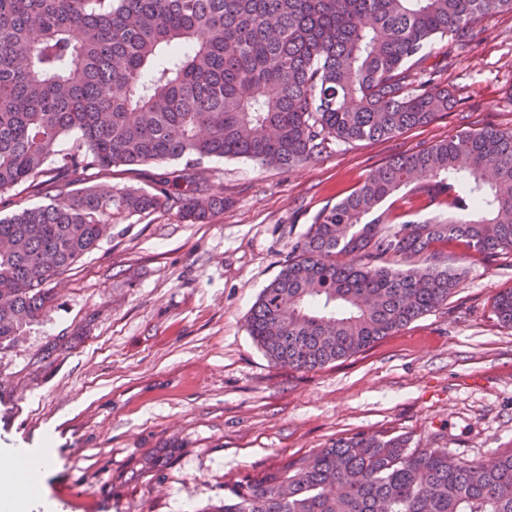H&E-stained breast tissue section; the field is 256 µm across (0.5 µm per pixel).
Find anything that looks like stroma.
<instances>
[{
  "label": "stroma",
  "mask_w": 512,
  "mask_h": 512,
  "mask_svg": "<svg viewBox=\"0 0 512 512\" xmlns=\"http://www.w3.org/2000/svg\"><path fill=\"white\" fill-rule=\"evenodd\" d=\"M441 76L457 104L388 139L332 142L290 169L202 165L228 205L207 224L171 209L114 225L51 283L52 307L0 357V451L52 442L29 512H201L231 480L357 432L489 463L512 451V328L494 303L512 252L461 259L446 303L356 356L302 372L271 363L247 329L259 293L325 208L373 168L465 130L512 128V13L495 14ZM179 161L95 183L148 187ZM57 348L39 371L29 361Z\"/></svg>",
  "instance_id": "obj_1"
}]
</instances>
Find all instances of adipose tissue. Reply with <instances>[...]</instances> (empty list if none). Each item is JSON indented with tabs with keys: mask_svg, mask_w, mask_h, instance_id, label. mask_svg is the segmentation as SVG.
I'll return each instance as SVG.
<instances>
[{
	"mask_svg": "<svg viewBox=\"0 0 512 512\" xmlns=\"http://www.w3.org/2000/svg\"><path fill=\"white\" fill-rule=\"evenodd\" d=\"M52 446H45L30 453L21 449L0 453V512H19L20 506L29 501L32 493L25 479L26 474H39L51 462ZM25 462L26 472H19L18 462Z\"/></svg>",
	"mask_w": 512,
	"mask_h": 512,
	"instance_id": "ef3b65f1",
	"label": "adipose tissue"
}]
</instances>
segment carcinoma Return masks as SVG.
Wrapping results in <instances>:
<instances>
[{"mask_svg":"<svg viewBox=\"0 0 512 512\" xmlns=\"http://www.w3.org/2000/svg\"><path fill=\"white\" fill-rule=\"evenodd\" d=\"M504 11L512 0H0V195L63 197L0 218V354L112 225L224 211L202 161L292 168L334 140L391 138L452 109L441 72ZM177 160L150 190L65 194L92 170ZM417 205L445 217L405 220ZM450 243L512 252L511 129L466 130L372 169L293 246L249 334L280 367L349 358L448 301ZM495 310L512 326V289ZM408 442L341 437L243 477L203 512H512L511 452L485 466Z\"/></svg>","mask_w":512,"mask_h":512,"instance_id":"obj_1","label":"carcinoma"}]
</instances>
